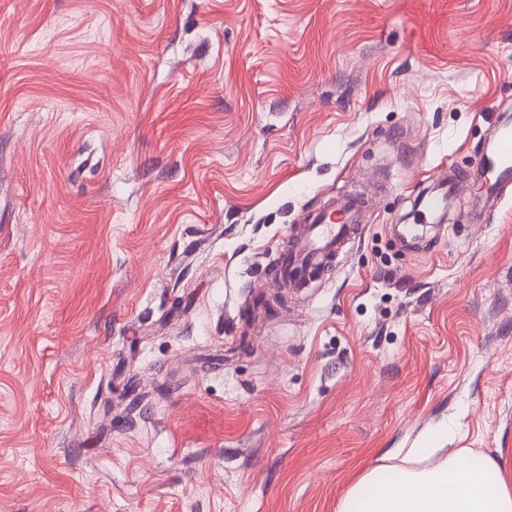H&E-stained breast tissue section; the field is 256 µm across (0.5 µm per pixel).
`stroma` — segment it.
I'll list each match as a JSON object with an SVG mask.
<instances>
[{
  "mask_svg": "<svg viewBox=\"0 0 512 512\" xmlns=\"http://www.w3.org/2000/svg\"><path fill=\"white\" fill-rule=\"evenodd\" d=\"M512 0H0V512H337L512 474ZM367 200L328 275L270 253ZM496 147L490 154H482L477 169L488 193L498 195L500 189L512 183V122L500 118L495 126ZM465 181L466 179H464L461 175H458L455 180L448 181V187L445 186L444 192H440L437 195L429 197L424 203L423 211L420 216V223L427 222L428 218L442 207L447 195L451 196L455 194L459 187L465 183ZM498 464L490 458L473 462L460 450L421 471L404 468L391 485L365 496L355 485L338 512H511L512 494ZM500 469V468H499Z\"/></svg>",
  "mask_w": 512,
  "mask_h": 512,
  "instance_id": "35a3bbf8",
  "label": "stroma"
}]
</instances>
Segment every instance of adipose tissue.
<instances>
[{"label": "adipose tissue", "instance_id": "ef3b65f1", "mask_svg": "<svg viewBox=\"0 0 512 512\" xmlns=\"http://www.w3.org/2000/svg\"><path fill=\"white\" fill-rule=\"evenodd\" d=\"M497 471L492 459L475 462L455 450L430 468L403 470L375 494L354 486L338 512H512V489Z\"/></svg>", "mask_w": 512, "mask_h": 512}]
</instances>
